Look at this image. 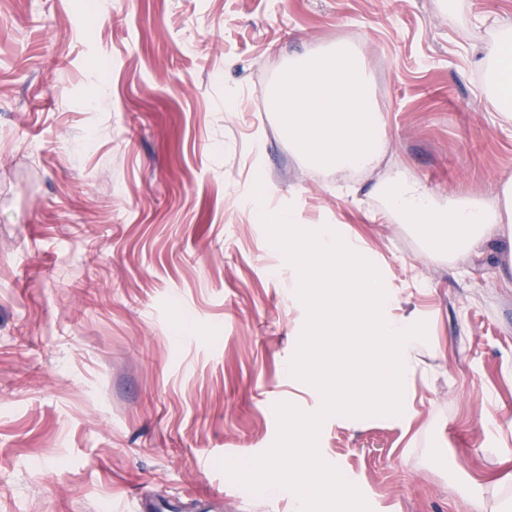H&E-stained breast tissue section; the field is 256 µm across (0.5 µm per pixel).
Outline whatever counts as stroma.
<instances>
[{"instance_id":"1","label":"stroma","mask_w":512,"mask_h":512,"mask_svg":"<svg viewBox=\"0 0 512 512\" xmlns=\"http://www.w3.org/2000/svg\"><path fill=\"white\" fill-rule=\"evenodd\" d=\"M504 25L512 0H0V512H292L219 467L269 448L276 402L320 405L288 374L305 310L247 202L259 176L428 324L412 428L329 418L326 461L372 512H512V241L430 254L375 192L402 175L445 204L512 180L480 65ZM339 41L387 131L354 177L307 167L271 101Z\"/></svg>"}]
</instances>
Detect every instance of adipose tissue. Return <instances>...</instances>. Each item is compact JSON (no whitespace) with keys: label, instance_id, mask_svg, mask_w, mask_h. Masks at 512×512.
<instances>
[{"label":"adipose tissue","instance_id":"adipose-tissue-1","mask_svg":"<svg viewBox=\"0 0 512 512\" xmlns=\"http://www.w3.org/2000/svg\"><path fill=\"white\" fill-rule=\"evenodd\" d=\"M483 63L492 74L496 101L512 100V28L485 52ZM386 212L412 225L415 232L435 251L460 259L484 241L504 231V221H512V182H505L489 204L458 200L438 205L428 188L418 180L394 176L377 186Z\"/></svg>","mask_w":512,"mask_h":512}]
</instances>
